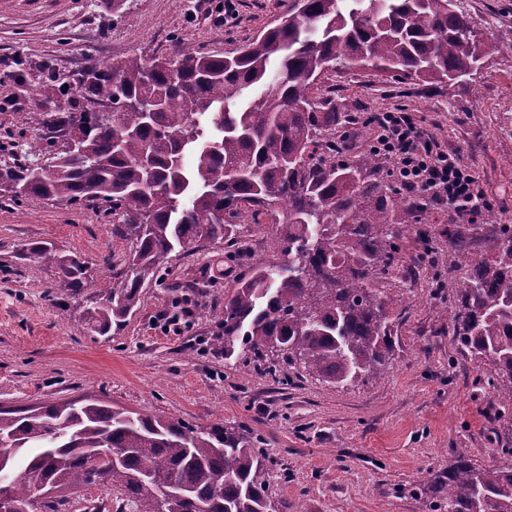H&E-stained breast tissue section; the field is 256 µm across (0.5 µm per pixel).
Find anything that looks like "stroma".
<instances>
[{
	"label": "stroma",
	"mask_w": 512,
	"mask_h": 512,
	"mask_svg": "<svg viewBox=\"0 0 512 512\" xmlns=\"http://www.w3.org/2000/svg\"><path fill=\"white\" fill-rule=\"evenodd\" d=\"M483 48L473 79L430 84L369 67L324 73L322 92L336 100V140L365 112L405 108L442 146L460 151L479 178L500 223L512 224V0H457ZM0 0V161L23 160L35 127L33 96L14 93L17 77L43 66L77 79L92 64L129 56L151 61L178 51L227 55L274 26L288 0ZM98 200L73 203L0 195V406L26 407L97 399L187 424L224 423L257 437L268 494L277 512H448L434 508L432 487L445 479L456 452L485 467L512 448V419H500L494 375L472 361L452 334L456 276L442 265L448 231L458 218L432 207L419 232L398 241L399 261L381 274L391 300L393 348L383 377L333 385L270 356L245 363L224 355V293L247 274L220 245L173 252L159 282L144 288L137 312L112 335L95 333L82 297L56 291L55 267L21 258L32 243L74 253L91 280L106 286L112 260L126 244ZM191 307L179 331L161 313Z\"/></svg>",
	"instance_id": "1"
}]
</instances>
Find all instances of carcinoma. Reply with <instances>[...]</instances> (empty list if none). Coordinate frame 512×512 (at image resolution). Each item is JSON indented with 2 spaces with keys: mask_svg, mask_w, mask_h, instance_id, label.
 I'll list each match as a JSON object with an SVG mask.
<instances>
[{
  "mask_svg": "<svg viewBox=\"0 0 512 512\" xmlns=\"http://www.w3.org/2000/svg\"><path fill=\"white\" fill-rule=\"evenodd\" d=\"M285 24L236 56L182 51L150 64L127 57L90 67L80 97L110 101L112 121L82 110L45 111L66 92L49 73L35 85L32 121L63 135L76 129L74 151L40 166L0 167L12 199L76 202L95 198L120 214L115 236L127 243L117 285L86 295L97 332L120 328L137 311L142 289L157 280L176 248L222 243L232 261L251 254L235 231L242 218L281 226L269 248L288 268L255 265L224 295V333L216 346L288 363L332 384L376 379L392 350L389 300L377 272L396 260V229H410L432 199L402 190L376 152L338 161L334 140L316 143L336 122L334 100L318 93L324 66L373 67L423 82H461L483 65L476 34L454 0H288ZM161 108L148 121L138 105ZM480 252L448 258L460 273L453 334L471 359L500 377L498 401L512 408V226L470 224ZM58 268L56 288L87 287L78 257L41 244L24 249ZM253 439L234 426L200 427L148 412L71 400L0 409V512H61L66 499L45 486L76 490L103 484L138 512H272L266 472ZM105 448L112 457L95 461ZM449 512H512V461L477 467L460 455L448 482L434 485Z\"/></svg>",
  "mask_w": 512,
  "mask_h": 512,
  "instance_id": "1",
  "label": "carcinoma"
}]
</instances>
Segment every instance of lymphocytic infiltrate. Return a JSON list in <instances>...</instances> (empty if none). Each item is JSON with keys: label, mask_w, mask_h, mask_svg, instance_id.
Wrapping results in <instances>:
<instances>
[{"label": "lymphocytic infiltrate", "mask_w": 512, "mask_h": 512, "mask_svg": "<svg viewBox=\"0 0 512 512\" xmlns=\"http://www.w3.org/2000/svg\"><path fill=\"white\" fill-rule=\"evenodd\" d=\"M373 133L370 148L392 157L407 189L422 190L448 204L462 218L476 217L486 194L458 153L445 150L405 110L373 112L367 118Z\"/></svg>", "instance_id": "lymphocytic-infiltrate-1"}]
</instances>
